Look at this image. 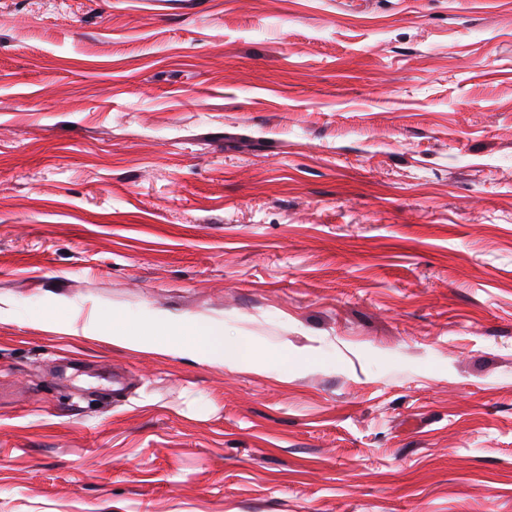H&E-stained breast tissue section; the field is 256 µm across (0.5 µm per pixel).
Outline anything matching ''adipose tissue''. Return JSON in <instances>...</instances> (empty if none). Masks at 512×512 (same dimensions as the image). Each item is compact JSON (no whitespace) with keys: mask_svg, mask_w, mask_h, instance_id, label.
<instances>
[{"mask_svg":"<svg viewBox=\"0 0 512 512\" xmlns=\"http://www.w3.org/2000/svg\"><path fill=\"white\" fill-rule=\"evenodd\" d=\"M158 323L166 328L165 337H152L150 323L135 326L116 317L83 327L82 333L111 340L114 345L132 350L187 357L199 363L225 362L224 341L220 334L213 332L209 337H202L198 326L185 320L162 317Z\"/></svg>","mask_w":512,"mask_h":512,"instance_id":"obj_1","label":"adipose tissue"}]
</instances>
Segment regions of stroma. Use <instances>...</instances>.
Instances as JSON below:
<instances>
[{"label": "stroma", "mask_w": 512, "mask_h": 512, "mask_svg": "<svg viewBox=\"0 0 512 512\" xmlns=\"http://www.w3.org/2000/svg\"><path fill=\"white\" fill-rule=\"evenodd\" d=\"M0 299V512H512V0H0ZM162 325L167 334L162 338H149L152 336L151 327ZM82 334L94 335L112 341L113 345L132 350L150 351L161 355L187 357L199 363H224L225 367L237 366L239 360H229L225 356L224 341L221 334L210 330L204 334L192 322L186 320H173L163 317L143 322L139 326L129 321L116 318L104 319L94 326H84ZM209 336L206 340L198 336Z\"/></svg>", "instance_id": "stroma-1"}]
</instances>
